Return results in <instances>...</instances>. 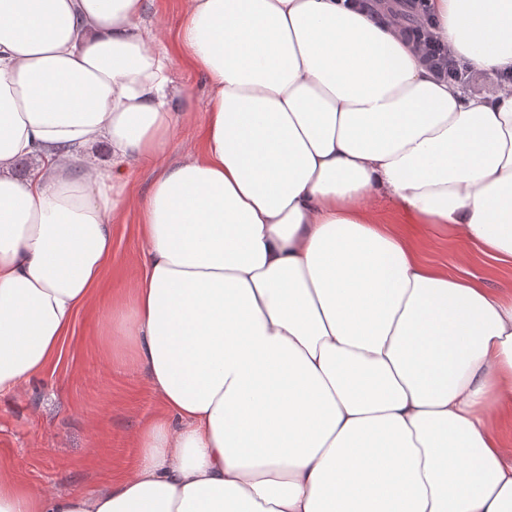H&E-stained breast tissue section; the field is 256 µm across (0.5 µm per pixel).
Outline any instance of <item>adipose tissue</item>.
<instances>
[{"label":"adipose tissue","mask_w":512,"mask_h":512,"mask_svg":"<svg viewBox=\"0 0 512 512\" xmlns=\"http://www.w3.org/2000/svg\"><path fill=\"white\" fill-rule=\"evenodd\" d=\"M180 14L209 101L172 164L184 93L147 0H0V394L57 353L135 207L143 269L112 325L168 410L107 490L0 474V512H512V289L423 261L369 209L512 263V86L465 93L350 0ZM427 18L472 70L512 73V0Z\"/></svg>","instance_id":"obj_1"}]
</instances>
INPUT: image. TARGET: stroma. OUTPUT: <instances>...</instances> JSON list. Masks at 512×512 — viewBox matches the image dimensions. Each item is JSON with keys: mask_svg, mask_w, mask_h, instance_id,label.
Returning a JSON list of instances; mask_svg holds the SVG:
<instances>
[{"mask_svg": "<svg viewBox=\"0 0 512 512\" xmlns=\"http://www.w3.org/2000/svg\"><path fill=\"white\" fill-rule=\"evenodd\" d=\"M187 91L188 110L175 132L170 161L180 147L198 141L206 116L204 78L182 60L171 73ZM371 210L379 223L408 233L421 257L449 274L491 289H512V267L481 255L448 225L409 229L394 203L377 197ZM141 215L131 208L112 224V256L90 300L76 315L57 356L19 391L0 396V471L18 484L54 493H93L135 463L138 434L163 416V402L134 357V342L112 332V306L128 300L146 249Z\"/></svg>", "mask_w": 512, "mask_h": 512, "instance_id": "obj_1", "label": "stroma"}]
</instances>
